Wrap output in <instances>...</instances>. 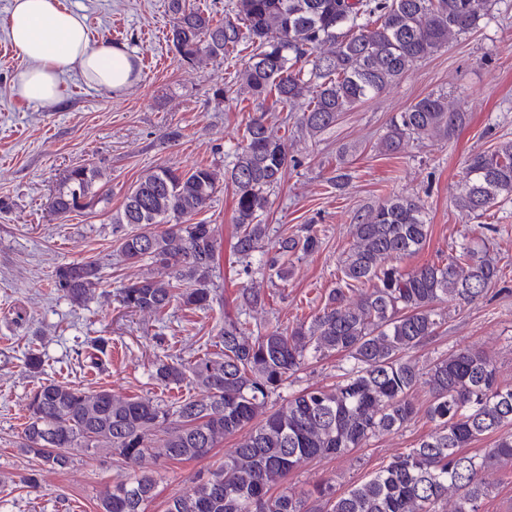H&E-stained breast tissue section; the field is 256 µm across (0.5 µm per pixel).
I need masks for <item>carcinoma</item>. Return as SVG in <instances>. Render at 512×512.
<instances>
[{
	"label": "carcinoma",
	"instance_id": "obj_1",
	"mask_svg": "<svg viewBox=\"0 0 512 512\" xmlns=\"http://www.w3.org/2000/svg\"><path fill=\"white\" fill-rule=\"evenodd\" d=\"M496 0H236L234 17L170 0V41L183 65L237 58L252 50L236 80L237 95L257 103L232 167L198 166L143 171L111 216L118 254L150 266L120 289L123 310L160 316L175 302L209 312L221 302L214 284L219 242L215 225L193 217L209 205L220 183L235 188L233 250L245 275L255 256L269 277L285 280L282 259L321 246L314 225L270 242L264 223L269 194L288 166L283 138L268 126L264 104L301 112L299 124L316 138L355 104L383 92L418 61L479 27ZM465 123L455 100L429 94L392 119L380 143L400 154L423 139L446 140ZM99 172L86 165L67 169L49 198L65 215L99 196ZM512 200V141L475 153L466 161L454 197L463 213L479 218ZM429 224L412 197L389 198L358 217L344 253L342 276L309 320L257 333L241 315L265 309L266 291L242 288L238 315L224 313L218 350L193 361L172 354L154 365L161 386L191 384L199 394L167 402L117 396L111 390L47 379L28 397L19 447L42 464L64 470L80 452L104 448L118 468L150 458L183 463L206 457L236 438L224 462L193 490L173 498L166 512H441L448 494L453 512H482L489 487L483 472L512 460V387L498 381L491 357L473 346L457 347L422 370L410 353L441 335V301L459 305L484 296L501 280L485 243L472 240L445 258L403 270V258L425 243ZM102 280L94 261L56 269L53 287L73 303L91 297ZM342 354L352 366L332 388L317 386L272 398L306 362ZM109 342L90 341L81 366L104 370ZM37 349L25 368L44 373ZM427 390L424 409L412 394ZM433 425L411 448L394 455L370 477L342 493L318 484L288 491V477L310 461L341 455L370 438L406 426L418 414ZM496 436L481 458L462 449ZM153 475L136 473L116 483L98 512H143L154 495Z\"/></svg>",
	"mask_w": 512,
	"mask_h": 512
}]
</instances>
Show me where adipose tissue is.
Wrapping results in <instances>:
<instances>
[{"label": "adipose tissue", "instance_id": "1", "mask_svg": "<svg viewBox=\"0 0 512 512\" xmlns=\"http://www.w3.org/2000/svg\"><path fill=\"white\" fill-rule=\"evenodd\" d=\"M8 36L24 62L13 82L24 101L56 106L70 70L110 93L132 81L133 54L120 43L92 39L81 16L61 0H13Z\"/></svg>", "mask_w": 512, "mask_h": 512}]
</instances>
